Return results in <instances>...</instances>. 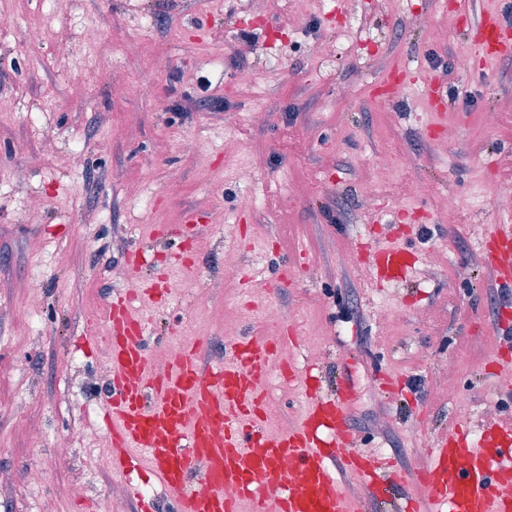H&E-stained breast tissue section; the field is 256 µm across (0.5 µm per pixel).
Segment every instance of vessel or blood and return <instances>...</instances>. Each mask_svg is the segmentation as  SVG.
I'll return each mask as SVG.
<instances>
[{
    "label": "vessel or blood",
    "instance_id": "b4317fda",
    "mask_svg": "<svg viewBox=\"0 0 512 512\" xmlns=\"http://www.w3.org/2000/svg\"><path fill=\"white\" fill-rule=\"evenodd\" d=\"M474 45L493 59L500 52L503 23L486 13ZM488 266L512 284V222L490 224ZM409 249L378 246L373 273L378 281H403ZM105 344L112 379L105 407L112 465L129 476L130 496L140 497L132 476L148 465L177 512H236L239 500L252 512H367L375 502L384 512H512V418L486 422L478 442L464 430L438 438L432 465L423 473L425 497L404 494L407 476L382 458L355 449L341 401L313 396L300 425L271 438L264 428L262 384L277 357L273 341L239 339L224 349V362L202 372L196 349L182 346L169 373H156L146 351L147 326L129 301L113 304ZM355 477L365 498L348 500L337 472ZM278 486L269 500L266 489Z\"/></svg>",
    "mask_w": 512,
    "mask_h": 512
}]
</instances>
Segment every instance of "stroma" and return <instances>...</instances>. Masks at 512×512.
<instances>
[{
	"label": "stroma",
	"mask_w": 512,
	"mask_h": 512,
	"mask_svg": "<svg viewBox=\"0 0 512 512\" xmlns=\"http://www.w3.org/2000/svg\"><path fill=\"white\" fill-rule=\"evenodd\" d=\"M512 0H270L261 17L251 0H0L16 27L0 36V512H98L99 499L123 482L89 439L106 433L108 360L79 347L120 295L150 326L148 357L177 343H199L203 366L218 364L238 337L276 340L280 364L313 365L322 392L353 364L349 425L362 455L391 457L422 495L419 472L443 431L478 432L485 401L496 419L512 416L498 389L497 365L512 363V340L497 330L499 306L512 308L485 264L453 279L426 265L472 262L486 249L499 185L512 184V54L490 63L469 53V29ZM451 21L431 43L411 13ZM70 38L59 50L54 32ZM101 41L84 40L86 30ZM256 50L240 53L239 31ZM447 63V71L435 59ZM403 68L408 90L390 107L377 100L385 74ZM254 84L242 91L240 71ZM206 77L224 109L212 111L197 87ZM436 81L441 105L420 81ZM125 86L123 95L114 86ZM498 112L487 128L485 109ZM263 111V125L251 113ZM125 128L124 137L112 130ZM194 141L197 154L184 145ZM393 145L404 177L381 188L365 210L373 155ZM77 150L82 163L60 164ZM253 171L252 182L237 177ZM314 184L294 196L293 184ZM431 185L413 194L409 182ZM454 194V222L437 198ZM39 210H31L32 199ZM201 215L185 247L186 266L170 267L172 242L153 232ZM238 228V265L224 266L225 225ZM405 245L416 262L406 281L381 287L360 259L368 247ZM146 250L139 273L128 254ZM318 264L321 277L306 268ZM294 268V281L271 280ZM169 284L163 299L141 294L142 278ZM207 304H199V294ZM282 312L278 325L264 308ZM398 309L389 330L372 313ZM235 311L232 320L224 314ZM453 375L468 402L441 396ZM266 397L282 408L278 436L302 420L300 382L272 369ZM22 405L26 414H14ZM67 461H59V450ZM83 479L80 497L69 494Z\"/></svg>",
	"instance_id": "stroma-1"
}]
</instances>
